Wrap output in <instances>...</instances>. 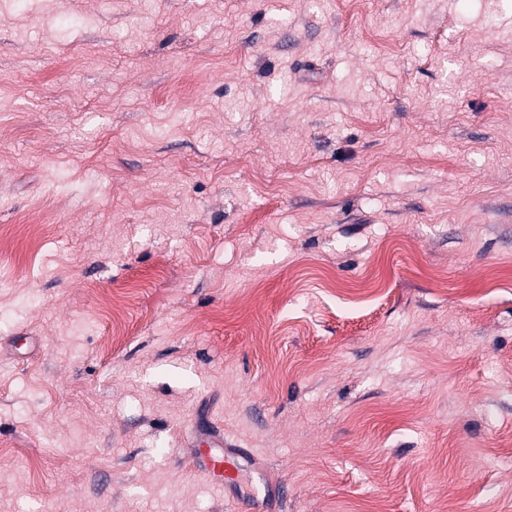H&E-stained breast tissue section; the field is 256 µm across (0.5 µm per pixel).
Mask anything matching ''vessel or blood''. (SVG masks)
<instances>
[{
	"label": "vessel or blood",
	"instance_id": "1",
	"mask_svg": "<svg viewBox=\"0 0 512 512\" xmlns=\"http://www.w3.org/2000/svg\"><path fill=\"white\" fill-rule=\"evenodd\" d=\"M189 446L191 453L186 460L187 465L220 486L229 503L243 507L244 512H277L278 499L266 496L244 502L237 496L236 488L242 471L252 470L257 485L261 487L266 484V473L256 468L251 451L232 448L225 443L223 428L210 423L194 429Z\"/></svg>",
	"mask_w": 512,
	"mask_h": 512
}]
</instances>
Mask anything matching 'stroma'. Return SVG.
<instances>
[{
	"label": "stroma",
	"instance_id": "stroma-1",
	"mask_svg": "<svg viewBox=\"0 0 512 512\" xmlns=\"http://www.w3.org/2000/svg\"><path fill=\"white\" fill-rule=\"evenodd\" d=\"M512 512V0H0V512ZM189 447L192 451L186 464L224 489L225 499L235 509L244 512H274L279 508V498L272 499L266 492L262 499L256 496L251 501H243L237 496L236 488L242 471L252 470L257 485L264 488L266 472L255 467V458L248 449L229 448L224 442L223 428L213 423L197 427L190 435Z\"/></svg>",
	"mask_w": 512,
	"mask_h": 512
}]
</instances>
